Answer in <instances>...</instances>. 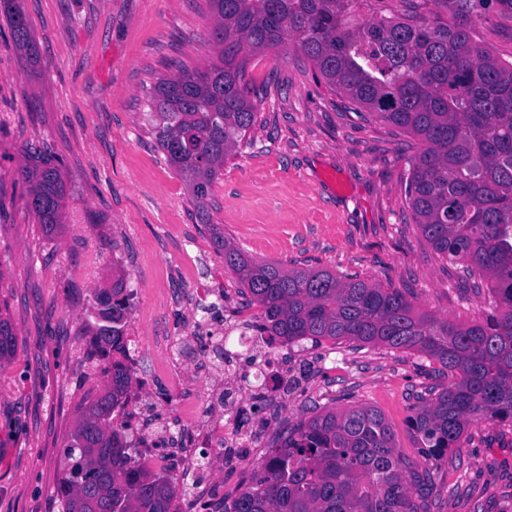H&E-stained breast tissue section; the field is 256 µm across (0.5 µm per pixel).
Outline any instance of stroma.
I'll use <instances>...</instances> for the list:
<instances>
[{
    "label": "stroma",
    "mask_w": 512,
    "mask_h": 512,
    "mask_svg": "<svg viewBox=\"0 0 512 512\" xmlns=\"http://www.w3.org/2000/svg\"><path fill=\"white\" fill-rule=\"evenodd\" d=\"M35 41L15 45L0 20V313L12 321L15 356L0 362V512H59L57 487L70 434L103 385L86 358L97 290L123 273L140 305L129 318L139 372L163 422L175 420L152 348L157 326L189 336L202 321L259 324L236 277L199 224L181 177L158 147L145 113L169 63L213 58L207 0H20ZM474 40L512 61V21H472ZM256 106L253 146L229 157L211 187V221L257 261L324 268L401 290L419 311L468 323L489 304L487 281L459 284L422 237L405 185L416 142L356 111L318 79L301 52L250 53ZM59 164L68 186L64 226L45 237L24 205L19 175L31 150ZM219 284L216 307L194 309L192 289ZM288 393L245 413L234 466L208 449L209 480L178 486L181 512H208L211 488L233 500L284 437L315 412L369 405L383 414L397 451L431 469V512H501L512 504V428L481 422L459 453L430 466L407 419L417 393L447 384L425 355L330 339L284 346Z\"/></svg>",
    "instance_id": "1"
}]
</instances>
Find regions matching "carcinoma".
<instances>
[{
  "label": "carcinoma",
  "mask_w": 512,
  "mask_h": 512,
  "mask_svg": "<svg viewBox=\"0 0 512 512\" xmlns=\"http://www.w3.org/2000/svg\"><path fill=\"white\" fill-rule=\"evenodd\" d=\"M429 19L355 22L356 0H208L214 60L204 68L170 66L148 100L157 144L186 182L198 218L224 268L262 308L272 341L347 339L414 350L451 375L446 387L417 396L409 425L419 452L438 461L463 447L470 427H512V61L471 39L478 10L512 19V0H434ZM16 46L34 48L16 0H0ZM296 46L322 80L355 106L422 144L406 184L423 238L456 266L458 279L490 282L492 310L469 324L417 312L405 295L326 269L256 262L210 223V188L224 161L256 122L248 99L246 52ZM26 208L45 236L64 224L67 192L47 160L23 166ZM96 322L87 359L104 363L105 384L84 406L68 453L74 474L62 477V512H179L176 485L138 463L129 424H114L132 376L125 277L95 292ZM15 349V330L0 315V360ZM431 479L396 452L382 413L367 405L326 410L272 448L224 512H423L410 484Z\"/></svg>",
  "instance_id": "1"
}]
</instances>
